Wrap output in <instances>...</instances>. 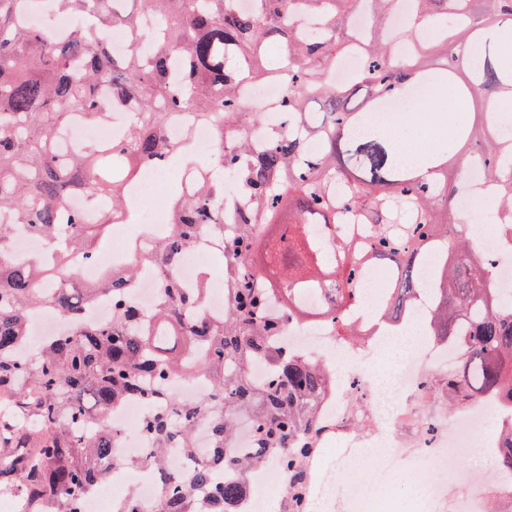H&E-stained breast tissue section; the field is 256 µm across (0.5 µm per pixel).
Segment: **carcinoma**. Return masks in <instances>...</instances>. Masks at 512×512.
<instances>
[{
  "instance_id": "obj_1",
  "label": "carcinoma",
  "mask_w": 512,
  "mask_h": 512,
  "mask_svg": "<svg viewBox=\"0 0 512 512\" xmlns=\"http://www.w3.org/2000/svg\"><path fill=\"white\" fill-rule=\"evenodd\" d=\"M140 9L118 16L119 0H0V494L19 495L24 512H82L84 493L107 475L109 449L119 436L114 412L130 399L148 413L141 433L149 451L121 460L160 475L148 512H240L250 473L268 461L279 467L284 493L279 512H304L318 430L317 406L327 371L316 360L287 355L273 341L280 321L269 313L274 291L298 305L311 290L317 313L355 326L354 282L369 266L390 275L377 311L383 324L410 312L422 291L421 256L431 242L448 244L430 285L436 303L432 335L459 346L463 360L426 385L448 393L457 408L477 391L512 390V288L496 285L495 271L469 240L448 184V153L418 174L404 162L373 115L388 99L415 95L421 85L448 83L469 70L466 94L491 90L512 104V61L484 59L470 66L483 31L512 24V0H412V26H388L400 0H255L248 14L235 0H138ZM82 17L64 38L25 22L33 5ZM369 14L361 31L358 13ZM157 17L155 28L143 15ZM439 36L418 38L422 22ZM119 23L126 54L112 55L101 33ZM410 39L411 55L397 59L392 45ZM282 59L269 57L271 41ZM360 42L363 65L344 85L328 80L336 59ZM288 74L285 104L302 134L270 133L260 149L242 118L260 113L240 93L247 77L264 82ZM112 107L136 103L129 129L103 143L86 142L64 156L58 131L77 111L94 125ZM319 112H308L309 104ZM188 114L214 127L215 158L200 168L185 155L190 139L172 141L169 121ZM318 152L308 155V140ZM462 145L460 170L477 160L495 186L497 236L512 247V139L485 121L460 122L453 145ZM185 157L191 184L171 201L169 230L147 255L79 284L80 268L98 253L110 224H137L130 187L142 168ZM83 193L109 207L92 223L68 198ZM59 245L56 260L18 261L4 254L16 225ZM314 224H363L368 234L316 237ZM212 237L223 245L227 313L192 320L207 289L186 288L175 264ZM161 273L154 308L132 298L138 266ZM112 303L103 323L85 318L96 299ZM48 308L67 327L41 344L39 360L23 359L32 316ZM268 367L265 384L253 383L257 361ZM200 376L206 392L191 401L159 392L170 381ZM252 419L247 447L235 445L237 417ZM208 427L210 445H198L195 427Z\"/></svg>"
}]
</instances>
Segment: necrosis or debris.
I'll return each instance as SVG.
<instances>
[{
    "label": "necrosis or debris",
    "instance_id": "4bbe7bcc",
    "mask_svg": "<svg viewBox=\"0 0 512 512\" xmlns=\"http://www.w3.org/2000/svg\"><path fill=\"white\" fill-rule=\"evenodd\" d=\"M248 98L263 114L261 122L250 126L252 140H262L268 128L282 126L285 121L283 100L285 87L277 81L244 82L241 87ZM167 172L163 166L144 167L132 192L135 208L155 203L154 197ZM493 188L482 164H470L461 180L457 197L458 208L468 214L481 209ZM150 223L128 226L119 224L115 232L121 244L111 252L99 254L95 263L83 267V276L89 277L126 262L132 248L150 251L158 234L167 229L165 204L155 203ZM386 282L384 274L370 268L356 285L357 307L350 309L347 318L361 330L360 338L343 335L330 319L321 318L308 323L289 314L282 298H275L273 309L282 323L280 342L290 354L321 360L329 373L328 387L320 400L321 447L337 445L343 451L345 463L362 461L366 448H382L407 436L408 445L383 456L369 471L366 478H353L345 499L323 496L326 469L323 455L312 460V479L306 498L310 512H328L336 508L342 512L345 500H353L356 512H371L373 490L392 483L401 460L413 458L423 463L425 470L420 480L426 483L427 512H485L493 500L512 501V471L499 470L493 482L483 475L437 467L436 460L447 450L464 452L475 440L484 447L499 449L503 446L500 434H487L482 422L491 410L511 404L512 398L501 394L466 401L453 419L437 418L432 430H425L418 418L419 409L436 398L435 390L424 387L426 367L447 374L459 361L455 347L435 339L428 332V317L433 307L429 294L418 297L410 320L391 327L375 325L372 304L378 299ZM404 341L403 356L389 365L371 368L368 363L372 349ZM146 410L139 402L129 401L116 415L121 430L118 448L113 451L119 458H138L146 453V444L139 428ZM135 483L140 506L155 496L158 476L151 470L129 471L121 466L110 468L106 479L84 499V512H106L113 489ZM456 483L466 489L464 496L449 500L446 487Z\"/></svg>",
    "mask_w": 512,
    "mask_h": 512
}]
</instances>
